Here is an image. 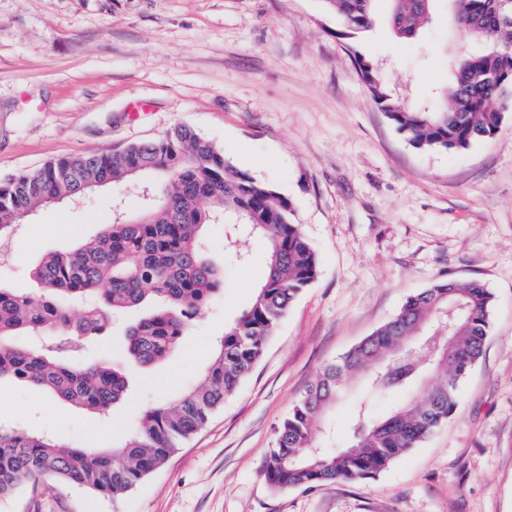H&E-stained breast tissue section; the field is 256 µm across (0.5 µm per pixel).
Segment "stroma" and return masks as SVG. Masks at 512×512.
<instances>
[{"mask_svg":"<svg viewBox=\"0 0 512 512\" xmlns=\"http://www.w3.org/2000/svg\"><path fill=\"white\" fill-rule=\"evenodd\" d=\"M388 0L349 38L323 0H0V180L65 156L191 127L238 170L292 201L319 258L262 358L206 426L125 494L22 486L0 512H512V109L465 152L412 146L372 100L354 54L401 95L430 102L448 82V14L396 40ZM134 185L62 201L19 224L0 285L37 293L32 269L111 222ZM224 269V296L160 368L132 370L109 422L17 380L0 381V421L69 445L118 443L149 403L194 384L226 322L263 281L264 245ZM493 294L478 364L427 441L375 477L277 490L263 475L274 429L320 370L439 278ZM386 415L396 395L350 380L332 408L344 447L359 400Z\"/></svg>","mask_w":512,"mask_h":512,"instance_id":"35a3bbf8","label":"stroma"}]
</instances>
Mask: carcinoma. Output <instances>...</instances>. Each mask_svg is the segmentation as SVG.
I'll use <instances>...</instances> for the list:
<instances>
[{
    "label": "carcinoma",
    "mask_w": 512,
    "mask_h": 512,
    "mask_svg": "<svg viewBox=\"0 0 512 512\" xmlns=\"http://www.w3.org/2000/svg\"><path fill=\"white\" fill-rule=\"evenodd\" d=\"M353 34L372 28L373 0H324ZM394 35L413 39L439 0H390ZM458 34L479 48L449 61L452 81L433 103H405L381 69L356 54L372 99L418 149L469 150L493 139L512 98V7L502 0H444ZM143 176L141 213L124 206L112 222L75 247L45 255L33 271L38 298L0 287V380L14 378L51 397L112 416L131 393L128 373L88 357L85 344L106 336L114 316L154 306L126 325L131 363L150 368L184 341L192 320L224 294V267L211 259L203 228L223 224L224 253L241 260L240 233L267 244V274L252 301L225 328L196 385L171 405L150 404L112 447L65 446L45 434L0 423V500L25 484L60 481L116 497L163 466L180 444L224 405L259 361L277 324L318 273V255L274 187L236 168L209 140L185 125L122 149L49 161L0 183V241L53 198L114 188ZM493 295L478 280L440 278L405 300L398 313L339 360L323 367L276 430L264 474L276 489L313 487L375 476L448 421L458 383L479 360L490 329ZM82 309L75 314L72 305ZM17 336H49L46 346ZM361 376L372 390H398L385 418L360 404L343 450L318 448L314 436L345 380ZM424 391L416 400L414 394Z\"/></svg>",
    "instance_id": "cac0c4a2"
}]
</instances>
